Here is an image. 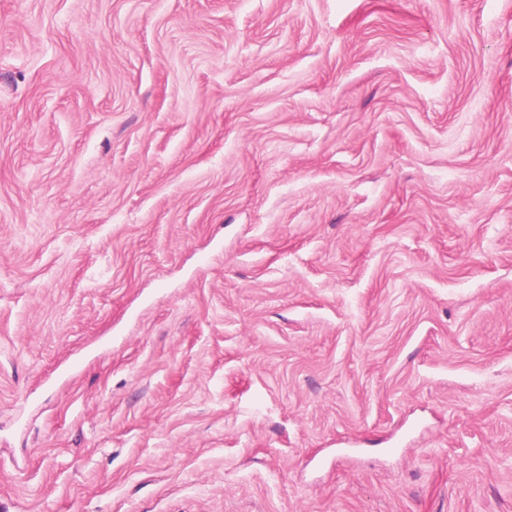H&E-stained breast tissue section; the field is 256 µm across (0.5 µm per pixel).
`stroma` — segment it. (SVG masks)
Returning a JSON list of instances; mask_svg holds the SVG:
<instances>
[{
    "instance_id": "1",
    "label": "stroma",
    "mask_w": 512,
    "mask_h": 512,
    "mask_svg": "<svg viewBox=\"0 0 512 512\" xmlns=\"http://www.w3.org/2000/svg\"><path fill=\"white\" fill-rule=\"evenodd\" d=\"M0 512H512V0H0Z\"/></svg>"
}]
</instances>
